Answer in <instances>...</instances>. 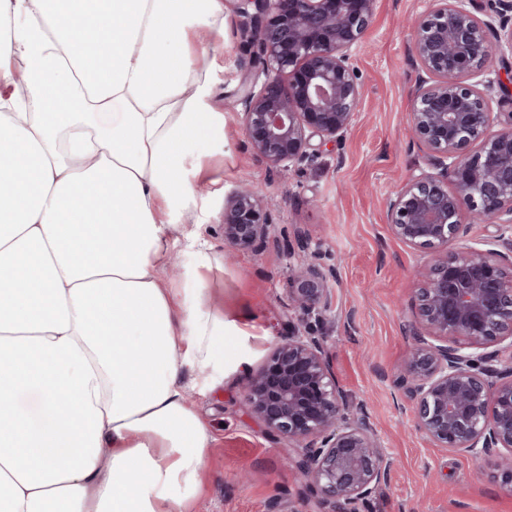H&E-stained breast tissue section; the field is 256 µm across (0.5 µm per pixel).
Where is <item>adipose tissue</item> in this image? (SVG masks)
I'll list each match as a JSON object with an SVG mask.
<instances>
[{"mask_svg":"<svg viewBox=\"0 0 512 512\" xmlns=\"http://www.w3.org/2000/svg\"><path fill=\"white\" fill-rule=\"evenodd\" d=\"M223 0H0V512H187L224 380ZM179 282L164 279L171 253Z\"/></svg>","mask_w":512,"mask_h":512,"instance_id":"adipose-tissue-1","label":"adipose tissue"}]
</instances>
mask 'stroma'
<instances>
[{"instance_id":"1","label":"stroma","mask_w":512,"mask_h":512,"mask_svg":"<svg viewBox=\"0 0 512 512\" xmlns=\"http://www.w3.org/2000/svg\"><path fill=\"white\" fill-rule=\"evenodd\" d=\"M431 0H374L371 25L353 54L362 106L337 142L304 167H269L243 131L241 85L262 66L241 35L234 0L224 5V73L214 106L224 114V179L206 188L211 219L203 249L222 260L207 284L215 309L234 328L225 339L224 381L208 393L184 374L188 392L214 442L190 512H332L285 462L287 442L270 438L243 403V382L273 346L300 326L328 339L339 385L361 400L393 460L387 482L365 512H512V486L497 456L482 467L453 448H439L415 427L400 385L413 344L415 269L432 253L415 250L388 228L389 196L424 167L427 151L409 114L421 68L413 54V21ZM257 185L275 231L256 252L224 243V201ZM332 270L328 309L298 317L290 299L293 253L301 244Z\"/></svg>"}]
</instances>
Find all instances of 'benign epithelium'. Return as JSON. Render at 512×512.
Instances as JSON below:
<instances>
[{"instance_id":"obj_1","label":"benign epithelium","mask_w":512,"mask_h":512,"mask_svg":"<svg viewBox=\"0 0 512 512\" xmlns=\"http://www.w3.org/2000/svg\"><path fill=\"white\" fill-rule=\"evenodd\" d=\"M243 2V32L264 74L260 85L243 83L245 135L273 167L311 162L310 140L336 142L358 114L363 88L352 50L370 26L373 0ZM432 2L414 22L423 75L410 112L431 170L407 179L389 202L392 233L436 252L419 273L402 384L429 441L477 463L502 449L511 482L512 367L501 368L499 346L512 349V113L493 129V93L502 82L485 67L512 55V0H498L487 15L482 0ZM262 197L243 186L224 205V241L234 250L255 251L270 239ZM472 224L493 227L486 248L448 253ZM294 282V310L325 306L329 276L306 244ZM244 400L270 436L288 441V463L341 512H359L386 482L391 458L369 417L352 413L327 337L296 330L282 338L247 379Z\"/></svg>"}]
</instances>
